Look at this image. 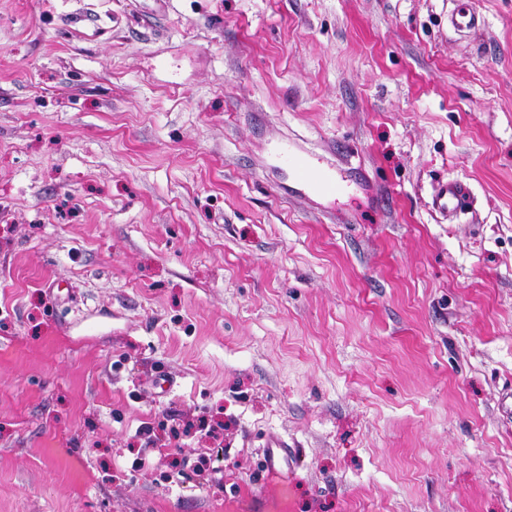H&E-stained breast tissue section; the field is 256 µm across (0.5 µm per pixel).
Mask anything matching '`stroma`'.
<instances>
[{
	"label": "stroma",
	"instance_id": "35a3bbf8",
	"mask_svg": "<svg viewBox=\"0 0 512 512\" xmlns=\"http://www.w3.org/2000/svg\"><path fill=\"white\" fill-rule=\"evenodd\" d=\"M166 2L0 0V512H512V0ZM274 152L281 165L292 168L296 175L313 190L333 196L342 192L343 184L336 179L334 173L320 170L312 161L295 155L290 142L283 139L276 142ZM467 193V187L459 181L441 183L432 196L431 208L447 219L462 209Z\"/></svg>",
	"mask_w": 512,
	"mask_h": 512
}]
</instances>
